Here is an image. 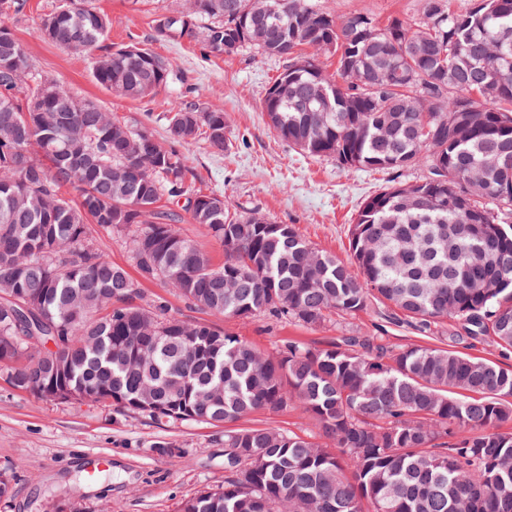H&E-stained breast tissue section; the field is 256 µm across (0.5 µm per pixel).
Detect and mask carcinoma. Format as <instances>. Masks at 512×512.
Instances as JSON below:
<instances>
[{"label":"carcinoma","instance_id":"1","mask_svg":"<svg viewBox=\"0 0 512 512\" xmlns=\"http://www.w3.org/2000/svg\"><path fill=\"white\" fill-rule=\"evenodd\" d=\"M279 10L261 38L249 23ZM381 26L338 19L317 0H194L190 22L153 23L161 38L215 56L251 48L287 62L261 102L278 136L348 170L428 176L368 198L347 259L319 251L291 224L187 195L198 138L226 147L224 112L197 100L167 112V141L117 121L94 100L31 73L0 0V364L12 386L49 400H106L155 421L235 422L299 411L320 441L276 426L224 434V489L182 512H512V368L384 336L290 341L263 357L249 340L168 315L93 243L90 226L127 231L144 280L226 319L269 314L336 327L386 303L422 327L448 321L512 349V0H419ZM93 0H64L42 22L50 42L93 57V80L143 99L173 80L149 48L105 43ZM336 56V71L322 55ZM314 99L299 107L304 92ZM69 186L76 197L68 199ZM183 206L224 247V263L182 236ZM148 351L149 361L140 362ZM154 387L149 401L139 398ZM338 449L333 453L329 447Z\"/></svg>","mask_w":512,"mask_h":512}]
</instances>
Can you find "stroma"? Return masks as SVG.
Instances as JSON below:
<instances>
[{"instance_id":"obj_1","label":"stroma","mask_w":512,"mask_h":512,"mask_svg":"<svg viewBox=\"0 0 512 512\" xmlns=\"http://www.w3.org/2000/svg\"><path fill=\"white\" fill-rule=\"evenodd\" d=\"M63 0H27L8 24L26 46L33 73L54 79L75 96L97 101L118 119H132L165 139L171 103L189 95L223 109L228 146L213 150L202 139L183 145L192 172L188 187L227 200L232 211L264 213L295 225L314 247L349 255V230L362 203L381 188L425 176L416 166L402 172L350 171L330 157L313 158L281 140L268 126L260 102L283 67L251 49L232 56L206 54L200 43L158 38L153 21L185 10L188 0H95L108 16L109 43H138L168 58L177 83L141 99H119L96 84L87 57L43 38L40 24ZM338 18L361 12L378 20L416 15L419 0H318ZM145 302H165L170 315L235 332L273 354L291 340L322 342L334 326L310 329L270 315L251 319L213 316L184 300L159 279L142 283ZM382 305L354 319L360 336H383L397 346L431 345L512 366V351L454 335L438 324L418 329L390 321ZM224 424L153 421L114 405L49 401L14 389L0 372V471L13 478L0 512H180L203 489L224 486ZM183 449L171 457L163 449Z\"/></svg>"}]
</instances>
